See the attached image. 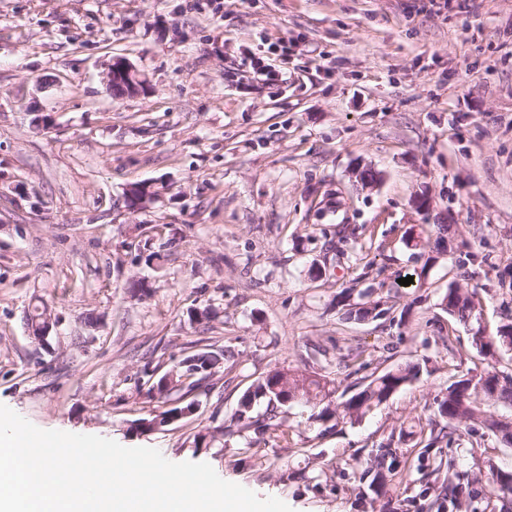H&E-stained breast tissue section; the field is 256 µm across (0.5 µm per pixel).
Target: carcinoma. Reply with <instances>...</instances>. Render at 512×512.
I'll list each match as a JSON object with an SVG mask.
<instances>
[{
	"label": "carcinoma",
	"instance_id": "1",
	"mask_svg": "<svg viewBox=\"0 0 512 512\" xmlns=\"http://www.w3.org/2000/svg\"><path fill=\"white\" fill-rule=\"evenodd\" d=\"M448 224L433 225V232L413 239L416 247H431L438 255H445L450 247L447 233ZM353 289L346 288L336 295V305L342 307V319L346 321L373 320L387 316L392 307L381 297L374 298L369 292L359 293V300L352 298ZM441 308L448 316L467 324L471 331V345L477 353L486 358L497 355H512V323H503L491 331L484 325L482 309L466 288L450 287L441 297ZM191 365L176 368L174 384L167 386L162 380L155 381L148 394L167 403L168 397L184 386L185 377L191 376L190 387H196L216 374L226 371L228 351H199L189 356ZM420 379L417 364L399 365L375 376L367 383L354 385L353 389L338 391L336 380L326 375H312L306 371L275 368L256 377L243 392L235 413L236 433H252L242 453L249 452L257 441L288 444L289 429L280 416L288 413L295 402L305 403L311 410L310 419L324 425V431L331 432L341 424L354 423L367 413L386 403L395 393ZM435 408L429 416L409 427H400L398 440L406 437L417 438L424 444L422 454L443 441L451 442L454 435L463 431L471 432V425L477 424L496 436L500 442L512 447V373L486 369L452 382L434 398ZM194 402L153 411L137 420L134 430L145 433L153 424L162 423L167 416L179 409H190ZM392 437L378 443L367 453V466L353 472L358 488L376 496L386 494L384 488L388 478L394 476L400 467L402 450L394 446ZM448 479L441 486L435 504L437 509L445 505L457 506L460 495L472 486L467 471L455 470V463L447 462ZM489 482L492 491L471 492L468 495L469 512H496L495 501L512 497V472H504L488 463ZM334 470L331 463L298 475V479L319 487L330 479Z\"/></svg>",
	"mask_w": 512,
	"mask_h": 512
}]
</instances>
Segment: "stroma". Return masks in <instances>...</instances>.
Instances as JSON below:
<instances>
[{
	"mask_svg": "<svg viewBox=\"0 0 512 512\" xmlns=\"http://www.w3.org/2000/svg\"><path fill=\"white\" fill-rule=\"evenodd\" d=\"M115 56L146 94L112 95ZM138 182L158 197L132 213ZM444 222L448 255L408 246ZM423 267L424 287L401 285ZM137 279L149 296L130 297ZM451 285L476 291L488 328L512 312V0H0V404L36 427L206 462L293 512H424L415 448L374 504L343 471L318 490L281 471L351 461L452 381L512 371L440 309ZM345 288L374 290L391 316L344 321ZM38 303L56 321L44 345L26 326ZM222 348L236 366L191 391L192 417L132 431L160 407L156 378ZM408 362L420 381L359 423L322 435L299 405L288 446L242 454L215 435L269 369L345 388ZM450 454L512 471V448L482 429Z\"/></svg>",
	"mask_w": 512,
	"mask_h": 512,
	"instance_id": "35a3bbf8",
	"label": "stroma"
}]
</instances>
